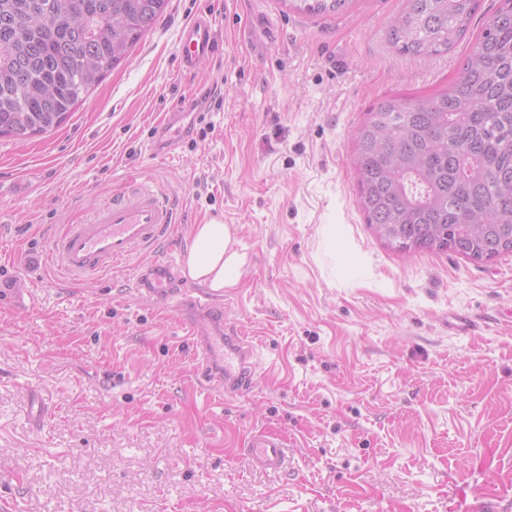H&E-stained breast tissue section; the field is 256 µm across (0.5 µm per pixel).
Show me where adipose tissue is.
I'll return each instance as SVG.
<instances>
[{"mask_svg":"<svg viewBox=\"0 0 512 512\" xmlns=\"http://www.w3.org/2000/svg\"><path fill=\"white\" fill-rule=\"evenodd\" d=\"M184 257V273L192 281L220 294L235 287L246 264L234 225L209 220L192 225Z\"/></svg>","mask_w":512,"mask_h":512,"instance_id":"adipose-tissue-1","label":"adipose tissue"}]
</instances>
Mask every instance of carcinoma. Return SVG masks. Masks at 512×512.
<instances>
[{
	"mask_svg": "<svg viewBox=\"0 0 512 512\" xmlns=\"http://www.w3.org/2000/svg\"><path fill=\"white\" fill-rule=\"evenodd\" d=\"M307 17L349 0H285ZM168 0H0V137L27 139L67 119L165 13ZM479 0H405L394 48L448 52ZM357 206L401 253L451 252L474 263L512 253V0L487 21L460 75L438 93L391 97L354 135Z\"/></svg>",
	"mask_w": 512,
	"mask_h": 512,
	"instance_id": "obj_1",
	"label": "carcinoma"
}]
</instances>
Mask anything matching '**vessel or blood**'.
<instances>
[{
	"label": "vessel or blood",
	"instance_id": "b4317fda",
	"mask_svg": "<svg viewBox=\"0 0 512 512\" xmlns=\"http://www.w3.org/2000/svg\"><path fill=\"white\" fill-rule=\"evenodd\" d=\"M218 50L209 13L196 14L185 22L179 50L183 68L198 69ZM198 119V113L186 105L165 113L153 153L171 150ZM175 222L176 213L164 194L131 173L111 199L97 205L89 217L64 225L55 239L52 261L74 279L96 275L128 262L134 252H155L171 236ZM191 347L203 363L211 365L207 380L212 386L237 394L250 389L258 366L257 352L240 330L216 322L194 331ZM285 447L282 437L257 432L248 437L244 451L256 467L276 470L285 462Z\"/></svg>",
	"mask_w": 512,
	"mask_h": 512
}]
</instances>
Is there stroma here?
<instances>
[{
    "label": "stroma",
    "instance_id": "1",
    "mask_svg": "<svg viewBox=\"0 0 512 512\" xmlns=\"http://www.w3.org/2000/svg\"><path fill=\"white\" fill-rule=\"evenodd\" d=\"M404 6L309 18L283 0H169L59 128L0 138V512H468L475 493L512 512V254L390 250L351 163L367 110L454 81L499 0L425 62L389 41ZM203 11L224 49L188 74L181 29ZM187 97L204 120L152 154ZM131 171L173 203L171 240L83 281L61 274L59 227ZM216 215L248 257L223 295L262 364L243 397L207 389L195 315L137 289ZM263 430L284 437V468L243 453Z\"/></svg>",
    "mask_w": 512,
    "mask_h": 512
}]
</instances>
